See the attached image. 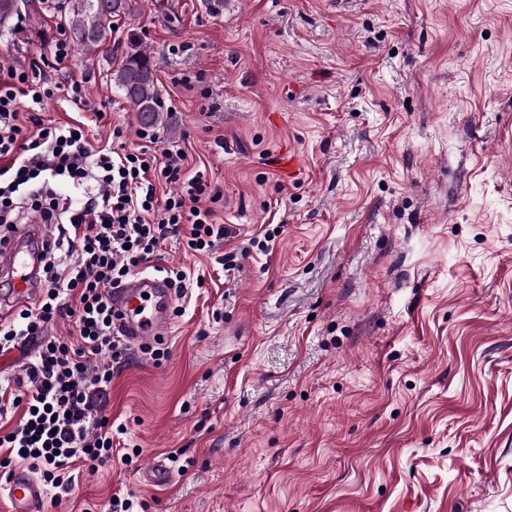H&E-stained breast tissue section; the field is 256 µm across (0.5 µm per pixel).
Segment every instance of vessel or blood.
Here are the masks:
<instances>
[{
    "label": "vessel or blood",
    "mask_w": 512,
    "mask_h": 512,
    "mask_svg": "<svg viewBox=\"0 0 512 512\" xmlns=\"http://www.w3.org/2000/svg\"><path fill=\"white\" fill-rule=\"evenodd\" d=\"M41 227L25 224L6 245H0V273L11 282L0 293V305L33 298L38 281ZM117 313L116 329L127 343L144 344L168 335L172 294L165 278L136 273L110 295ZM6 495L11 512H40L47 492L34 471L15 467L0 475V495Z\"/></svg>",
    "instance_id": "vessel-or-blood-1"
}]
</instances>
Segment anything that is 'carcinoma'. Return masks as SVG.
<instances>
[{"mask_svg":"<svg viewBox=\"0 0 512 512\" xmlns=\"http://www.w3.org/2000/svg\"><path fill=\"white\" fill-rule=\"evenodd\" d=\"M99 3V13L93 10L90 0H74L72 4L69 27L75 43L85 51L105 44L112 36V17L130 8L128 0H99ZM113 80L143 124L158 121L161 112L159 94L145 54L129 56L115 71Z\"/></svg>","mask_w":512,"mask_h":512,"instance_id":"obj_1","label":"carcinoma"}]
</instances>
